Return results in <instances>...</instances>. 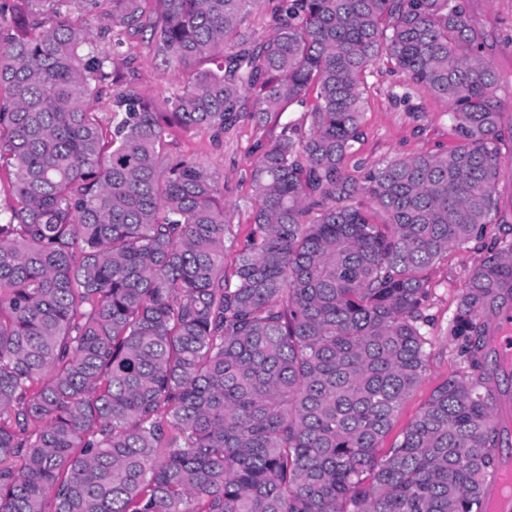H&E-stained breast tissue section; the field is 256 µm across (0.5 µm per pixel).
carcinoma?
Masks as SVG:
<instances>
[{"instance_id":"1","label":"carcinoma","mask_w":512,"mask_h":512,"mask_svg":"<svg viewBox=\"0 0 512 512\" xmlns=\"http://www.w3.org/2000/svg\"><path fill=\"white\" fill-rule=\"evenodd\" d=\"M272 4V33L244 28ZM0 3V512H486L502 438L486 246L450 335L465 362L378 454L426 370L428 269L481 237L497 78L463 0ZM183 88L158 110L117 49ZM449 103L459 144L359 185L366 70ZM112 99L105 120L93 101ZM296 107L252 164L231 276L224 183L174 151Z\"/></svg>"}]
</instances>
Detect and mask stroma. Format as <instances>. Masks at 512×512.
<instances>
[{
	"label": "stroma",
	"instance_id": "35a3bbf8",
	"mask_svg": "<svg viewBox=\"0 0 512 512\" xmlns=\"http://www.w3.org/2000/svg\"><path fill=\"white\" fill-rule=\"evenodd\" d=\"M463 3L466 20L480 35L483 53L497 76L501 174L495 188V208L482 238L449 250L429 270L431 288L425 310L429 322L424 328L428 340L426 371L382 441L385 449L398 438L433 390L463 369V359L456 341L448 334V325L469 275L485 256L486 245L496 239H512V0ZM122 51L137 60L136 85L142 96L160 105L179 89L178 76L164 71L140 37L126 38ZM403 83L402 75L386 60H378L368 68L363 136L345 163V172L352 180L362 181L368 170L391 158L437 154L456 145L448 106L420 89L405 92ZM288 122L304 124L303 113H272L259 125L243 120L218 141L205 130L176 135L178 153L213 164L223 178L224 206L237 245L244 244L253 230L249 221L253 198L250 173L256 146L277 135Z\"/></svg>",
	"mask_w": 512,
	"mask_h": 512
}]
</instances>
